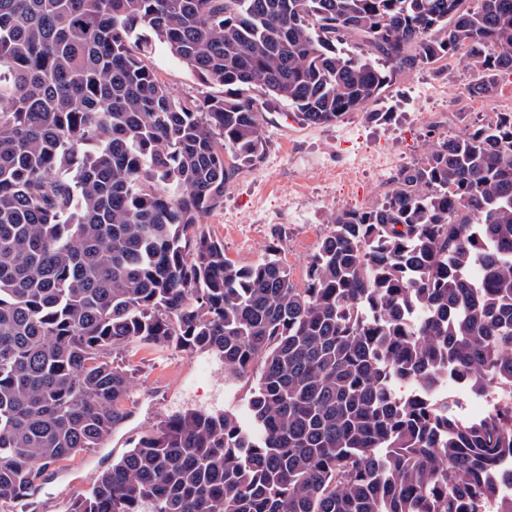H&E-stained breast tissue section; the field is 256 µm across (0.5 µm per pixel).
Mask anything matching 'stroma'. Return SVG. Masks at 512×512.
<instances>
[{"label": "stroma", "instance_id": "35a3bbf8", "mask_svg": "<svg viewBox=\"0 0 512 512\" xmlns=\"http://www.w3.org/2000/svg\"><path fill=\"white\" fill-rule=\"evenodd\" d=\"M149 63L177 94L201 97L209 91L163 46L153 48ZM473 79L457 60L444 59L397 74L379 102L321 126L303 124L286 106L270 103L261 116L267 140L263 159L233 176L223 204L205 217V224L239 267L276 246L294 284L304 287L309 259L328 232L331 215L367 210L387 197L376 191L378 175L366 158H385L401 168L421 161L438 135L485 122L483 112L468 107ZM351 160L359 165L357 184L328 176V169ZM117 359L132 376L129 416L104 445L51 468L34 497L35 512H68L130 440L175 412L245 413L250 380L226 375L223 365L207 355L132 342Z\"/></svg>", "mask_w": 512, "mask_h": 512}]
</instances>
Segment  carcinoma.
<instances>
[{"mask_svg":"<svg viewBox=\"0 0 512 512\" xmlns=\"http://www.w3.org/2000/svg\"><path fill=\"white\" fill-rule=\"evenodd\" d=\"M159 43L207 86L179 97ZM456 58L512 74V0H0V503L128 417L133 341L253 379L244 416L145 432L70 512H477L512 415V112L443 134L385 201L334 214L306 285L203 224L275 99L307 125ZM407 387L404 394L397 386ZM482 398L486 407L500 408L512 413V385H492Z\"/></svg>","mask_w":512,"mask_h":512,"instance_id":"carcinoma-1","label":"carcinoma"}]
</instances>
